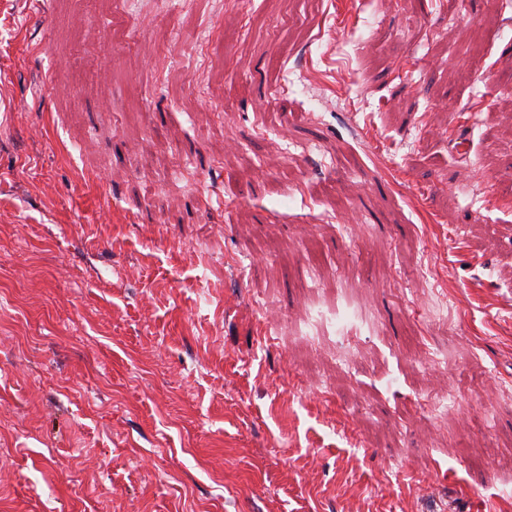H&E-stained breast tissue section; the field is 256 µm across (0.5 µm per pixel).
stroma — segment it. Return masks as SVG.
<instances>
[{
    "instance_id": "obj_1",
    "label": "stroma",
    "mask_w": 512,
    "mask_h": 512,
    "mask_svg": "<svg viewBox=\"0 0 512 512\" xmlns=\"http://www.w3.org/2000/svg\"><path fill=\"white\" fill-rule=\"evenodd\" d=\"M509 178L512 0H0V512H512Z\"/></svg>"
}]
</instances>
